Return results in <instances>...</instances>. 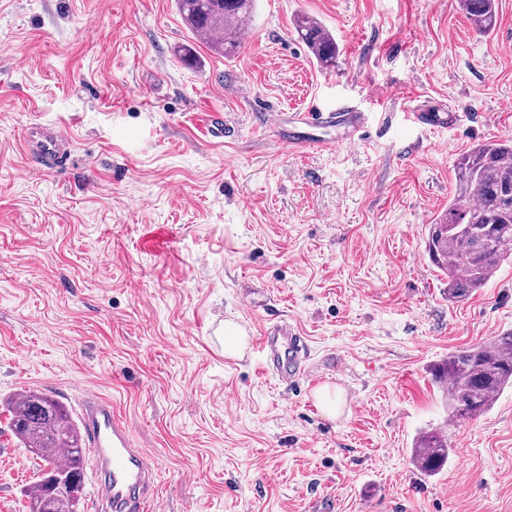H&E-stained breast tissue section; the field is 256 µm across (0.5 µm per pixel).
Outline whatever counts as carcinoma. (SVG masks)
<instances>
[{
    "label": "carcinoma",
    "mask_w": 512,
    "mask_h": 512,
    "mask_svg": "<svg viewBox=\"0 0 512 512\" xmlns=\"http://www.w3.org/2000/svg\"><path fill=\"white\" fill-rule=\"evenodd\" d=\"M177 11L195 36H210L209 49L221 56L240 46V25L252 18L255 0H175ZM472 29L490 36L497 26L496 0H458ZM295 28L317 63L336 65L339 46L317 20L301 15ZM512 140L478 143L455 163V189L448 210L428 227L426 249L448 277V298L467 299L485 287L498 268L512 262ZM434 379L449 414L456 420L487 412L512 388V330L488 344L448 353L434 368ZM5 406L14 436L43 463L48 475L74 473L61 491L40 478L26 492L29 512H79L83 499L84 453L80 431L67 409L34 389L14 394ZM453 449L438 429L420 433L413 443L414 466L427 477L439 475Z\"/></svg>",
    "instance_id": "cac0c4a2"
}]
</instances>
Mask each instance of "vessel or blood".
Returning <instances> with one entry per match:
<instances>
[{
    "label": "vessel or blood",
    "mask_w": 512,
    "mask_h": 512,
    "mask_svg": "<svg viewBox=\"0 0 512 512\" xmlns=\"http://www.w3.org/2000/svg\"><path fill=\"white\" fill-rule=\"evenodd\" d=\"M415 124L429 129L457 126L460 114L455 109L416 112ZM301 131L289 134L285 141L291 149L312 146L307 130L329 126L348 128L342 137L346 146L356 143L355 136L365 124L360 112H325L309 107L300 113ZM200 138L209 143L224 140V115L212 110L200 113L197 121ZM27 167L37 173L62 169L71 158V143L58 129L32 123L24 133ZM251 347L262 357L264 372L278 379L294 381L306 371L307 341L287 324L264 329L253 337ZM86 444L95 454L97 481L94 499L108 512H146L157 499L155 464L148 449L136 447L122 417L110 400L92 391H82L78 398Z\"/></svg>",
    "instance_id": "b4317fda"
}]
</instances>
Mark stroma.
I'll list each match as a JSON object with an SVG mask.
<instances>
[{"mask_svg": "<svg viewBox=\"0 0 512 512\" xmlns=\"http://www.w3.org/2000/svg\"><path fill=\"white\" fill-rule=\"evenodd\" d=\"M497 3L483 36L457 0H256L224 58L174 0H0V398L115 400L164 512H512V389L458 423L432 377L512 330V264L452 302L425 249L458 155L512 138ZM300 14L335 37V67L298 39ZM312 105L366 113L360 144L283 149ZM448 107L459 126L409 118ZM209 109L223 144L197 136ZM33 122L72 140L65 171L26 172ZM228 322L297 326L306 375L225 354ZM433 426L455 456L427 478L411 448ZM39 470L0 408V512H28Z\"/></svg>", "mask_w": 512, "mask_h": 512, "instance_id": "obj_1", "label": "stroma"}]
</instances>
